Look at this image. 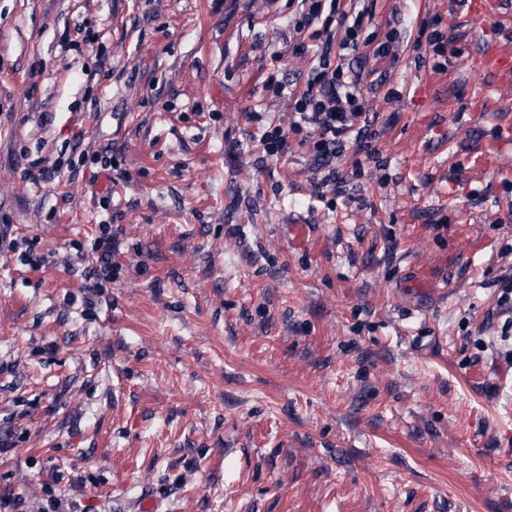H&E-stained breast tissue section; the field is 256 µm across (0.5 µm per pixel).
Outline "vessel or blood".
<instances>
[{
	"label": "vessel or blood",
	"instance_id": "obj_1",
	"mask_svg": "<svg viewBox=\"0 0 512 512\" xmlns=\"http://www.w3.org/2000/svg\"><path fill=\"white\" fill-rule=\"evenodd\" d=\"M469 16L500 24L506 44L488 47L478 58L479 71L494 74L500 85H512V0H463Z\"/></svg>",
	"mask_w": 512,
	"mask_h": 512
}]
</instances>
